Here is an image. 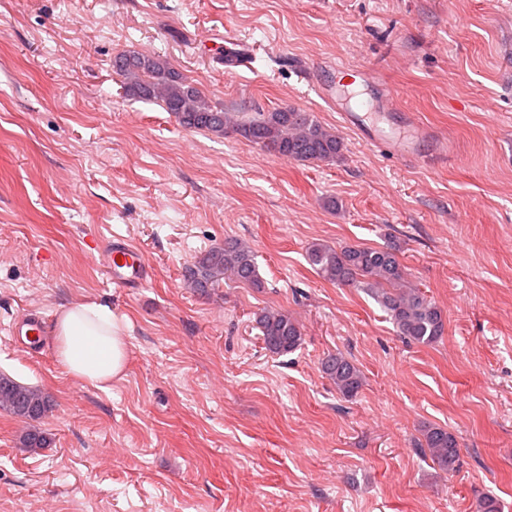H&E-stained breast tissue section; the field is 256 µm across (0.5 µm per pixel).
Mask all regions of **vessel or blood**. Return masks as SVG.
Wrapping results in <instances>:
<instances>
[{
	"mask_svg": "<svg viewBox=\"0 0 512 512\" xmlns=\"http://www.w3.org/2000/svg\"><path fill=\"white\" fill-rule=\"evenodd\" d=\"M339 116L342 124L357 131L363 141L377 147L393 149L402 160L426 164L448 156L447 148L440 143L436 144L432 153L421 152V142L430 138L432 131L416 119H409L406 133L400 135L367 131L359 114L355 112L343 110ZM103 271L112 283L123 288L135 287L145 282L150 275V267L142 250L123 238H116L110 242ZM42 323V318L34 311H24L15 319L12 334L18 343L33 350H42Z\"/></svg>",
	"mask_w": 512,
	"mask_h": 512,
	"instance_id": "b4317fda",
	"label": "vessel or blood"
}]
</instances>
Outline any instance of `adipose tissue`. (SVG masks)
Here are the masks:
<instances>
[{"instance_id": "obj_1", "label": "adipose tissue", "mask_w": 512, "mask_h": 512, "mask_svg": "<svg viewBox=\"0 0 512 512\" xmlns=\"http://www.w3.org/2000/svg\"><path fill=\"white\" fill-rule=\"evenodd\" d=\"M57 357L82 383L102 391L122 378L127 364L126 328L103 304H71L60 313L53 332Z\"/></svg>"}]
</instances>
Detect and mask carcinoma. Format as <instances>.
I'll return each mask as SVG.
<instances>
[{
  "label": "carcinoma",
  "instance_id": "1",
  "mask_svg": "<svg viewBox=\"0 0 512 512\" xmlns=\"http://www.w3.org/2000/svg\"><path fill=\"white\" fill-rule=\"evenodd\" d=\"M112 71L120 77L127 96L161 104L188 130L218 138L232 132L297 162H330L341 155L340 137L322 126L311 113L294 108L226 112L160 56L122 51L113 57ZM307 257L317 273L329 282L363 284L372 289L404 339L428 346L443 336L442 309L413 285L396 249L335 248L313 243ZM186 273L190 286L202 295L226 279L262 287L251 248L237 239L226 240L224 245L213 246L196 256ZM255 323L265 349L273 354L286 355L302 345L301 326L286 313L264 310L256 315ZM321 370L344 398L355 397L362 387L359 369L340 354L327 355ZM0 408L17 418L38 421L46 416L51 404L40 389L1 375ZM47 444L46 435L35 428L22 436L26 448H44ZM419 448L428 452L440 470L451 474L459 469V443L447 429L426 428Z\"/></svg>",
  "mask_w": 512,
  "mask_h": 512
}]
</instances>
